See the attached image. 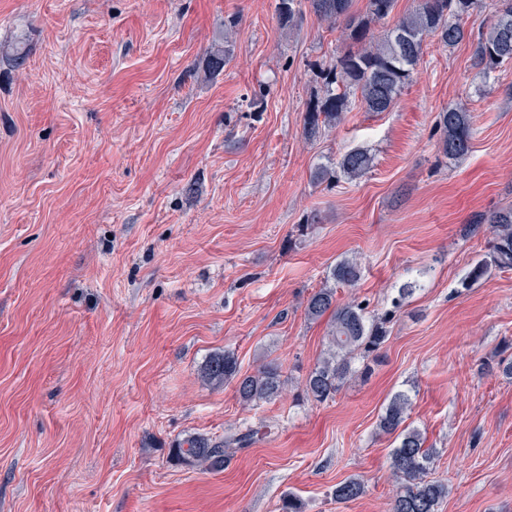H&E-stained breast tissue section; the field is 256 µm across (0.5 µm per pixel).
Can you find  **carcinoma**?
<instances>
[{
  "label": "carcinoma",
  "mask_w": 512,
  "mask_h": 512,
  "mask_svg": "<svg viewBox=\"0 0 512 512\" xmlns=\"http://www.w3.org/2000/svg\"><path fill=\"white\" fill-rule=\"evenodd\" d=\"M304 1L316 16L332 25L344 20L353 44L326 73L320 104L304 115L303 128L308 138L340 122L351 95H360L368 112L391 109L420 62L425 38L436 36L446 46L470 39L463 20L480 2L418 0L412 12L376 40L370 34V25L387 19L396 0H367L362 16L351 12L353 0H279L282 23L294 26L302 15L299 6ZM232 59L228 42L215 46L207 56L206 73L211 78L220 75ZM474 59L486 72L512 63V0H495L489 29L475 42ZM437 128L439 147L445 156L458 159L470 152L475 129L469 113L449 107L439 113ZM371 163L366 151L356 149L344 154L334 166L318 167L314 177L329 185L341 175L352 180L365 173ZM485 221L493 235L492 245L482 259L469 266L461 279L463 288L477 284L492 267L512 270V208H499ZM359 278L358 259L345 257L330 268L328 279L333 285H325L307 298L308 319L330 315L327 351L304 379L305 395L314 403L333 400L341 386L357 375L354 363L378 358L388 339L386 324L392 311L376 317L355 299L337 302L336 286H352ZM202 374L216 386L234 385L237 398L245 407L273 401L287 382L282 365L274 361L260 364L252 373H241L237 358L228 350L211 355ZM410 405L409 395L398 392L379 419V430L393 438L391 467L398 481L389 512H437L440 502L448 496V486L429 477L436 449L425 447L422 433L405 425ZM257 435L258 431L250 427L222 438L191 436L177 442L169 455L181 466L220 471L233 453L252 445ZM364 492V479L350 477L336 485L334 497L345 503L358 499Z\"/></svg>",
  "instance_id": "carcinoma-1"
}]
</instances>
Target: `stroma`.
I'll return each instance as SVG.
<instances>
[{"label": "stroma", "instance_id": "stroma-1", "mask_svg": "<svg viewBox=\"0 0 512 512\" xmlns=\"http://www.w3.org/2000/svg\"><path fill=\"white\" fill-rule=\"evenodd\" d=\"M279 0H0V512H388L391 439L409 394L439 450L438 512H512V270L460 285L489 251L482 214L512 206V64L426 37L396 106L315 138L303 117L351 47L343 23ZM216 79L203 61L223 38ZM469 112L471 151L438 149L439 112ZM359 148L355 181L315 169ZM358 257L338 302L392 311L370 373L329 402L302 381L326 345L304 316L330 266ZM422 279L400 308L392 300ZM234 351L281 363L285 395L242 406L201 375ZM269 425L223 470L175 465L190 435ZM366 491L337 502L336 485ZM227 39L224 38V42L215 46L207 56L205 70L210 78L220 75L233 59V52ZM365 492V481L361 477H350L336 485L334 497L336 501L345 503L361 497Z\"/></svg>", "mask_w": 512, "mask_h": 512}]
</instances>
